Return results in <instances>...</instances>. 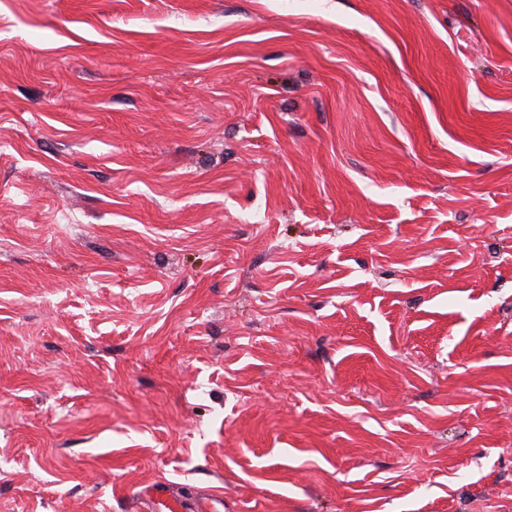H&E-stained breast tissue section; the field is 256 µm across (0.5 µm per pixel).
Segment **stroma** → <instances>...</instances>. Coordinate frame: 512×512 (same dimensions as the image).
Listing matches in <instances>:
<instances>
[{
	"label": "stroma",
	"mask_w": 512,
	"mask_h": 512,
	"mask_svg": "<svg viewBox=\"0 0 512 512\" xmlns=\"http://www.w3.org/2000/svg\"><path fill=\"white\" fill-rule=\"evenodd\" d=\"M512 512V0H0V512ZM171 486L166 481H157L140 495L133 498L136 502L137 511L160 512L156 505L167 509V512L175 511L182 505L180 503H171ZM181 511L189 512H223L224 511V492L215 489H209L205 492L201 500L193 502L190 507L182 506Z\"/></svg>",
	"instance_id": "1"
}]
</instances>
